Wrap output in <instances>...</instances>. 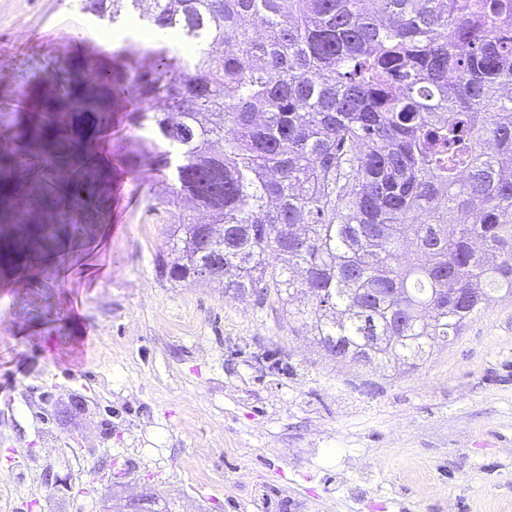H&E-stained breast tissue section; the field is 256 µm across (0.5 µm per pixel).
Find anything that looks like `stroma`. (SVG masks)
Returning <instances> with one entry per match:
<instances>
[{"label": "stroma", "instance_id": "stroma-1", "mask_svg": "<svg viewBox=\"0 0 512 512\" xmlns=\"http://www.w3.org/2000/svg\"><path fill=\"white\" fill-rule=\"evenodd\" d=\"M107 28L71 0H0V112L60 47L111 57ZM132 110L115 106L101 220L60 232V269L0 278V512H102L146 489L174 512H512V302L383 369L330 360L252 298L158 279L174 217L148 208L154 174L122 164L149 134Z\"/></svg>", "mask_w": 512, "mask_h": 512}]
</instances>
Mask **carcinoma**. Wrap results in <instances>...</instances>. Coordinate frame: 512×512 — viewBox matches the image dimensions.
<instances>
[{"instance_id": "carcinoma-1", "label": "carcinoma", "mask_w": 512, "mask_h": 512, "mask_svg": "<svg viewBox=\"0 0 512 512\" xmlns=\"http://www.w3.org/2000/svg\"><path fill=\"white\" fill-rule=\"evenodd\" d=\"M74 2L194 52L125 39L0 112L1 267L98 218L93 142L128 94L151 133L128 165L165 185L152 210H181L156 258L168 281L222 251L224 292L365 364L420 360L512 299V0Z\"/></svg>"}]
</instances>
